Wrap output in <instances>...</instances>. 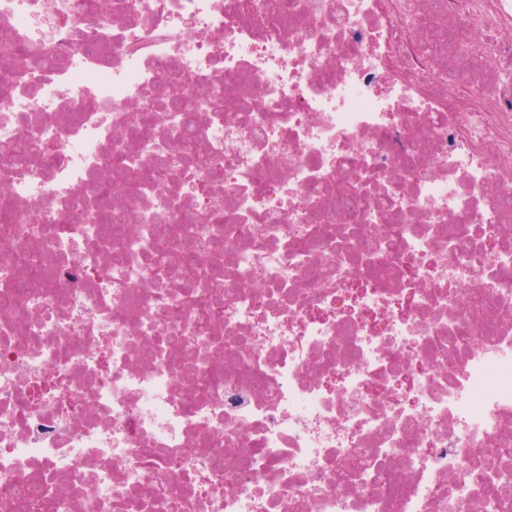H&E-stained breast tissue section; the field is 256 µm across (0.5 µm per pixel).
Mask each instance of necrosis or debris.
<instances>
[{
	"label": "necrosis or debris",
	"mask_w": 512,
	"mask_h": 512,
	"mask_svg": "<svg viewBox=\"0 0 512 512\" xmlns=\"http://www.w3.org/2000/svg\"><path fill=\"white\" fill-rule=\"evenodd\" d=\"M311 2L271 33L242 0H112L92 26L75 0H0V51L55 56L0 97V144L26 147L0 173L10 252L47 270L0 261L29 302L0 316V486L37 475L57 512H487L492 492L512 512V0ZM433 3L485 90L427 54ZM231 73L244 94L190 147L223 179L185 166L113 196L133 248L83 224L117 131L170 81L205 101ZM175 208L233 215L204 259L224 321L203 348L174 342L193 267L173 252L153 276Z\"/></svg>",
	"instance_id": "obj_1"
}]
</instances>
